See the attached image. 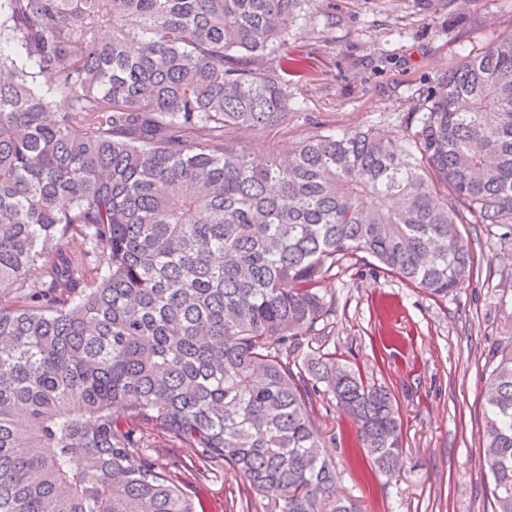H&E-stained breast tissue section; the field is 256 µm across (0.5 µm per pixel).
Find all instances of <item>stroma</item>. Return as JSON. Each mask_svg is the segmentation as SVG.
Instances as JSON below:
<instances>
[{
	"mask_svg": "<svg viewBox=\"0 0 512 512\" xmlns=\"http://www.w3.org/2000/svg\"><path fill=\"white\" fill-rule=\"evenodd\" d=\"M512 31V0H321L299 20L289 50L316 63L288 87L302 102L272 131L243 133L248 148L285 156L309 123L397 131L417 89L498 34ZM475 257L472 279L437 300L372 266L337 272L324 285L336 304L324 349L394 395L403 454L393 478L374 475L355 428L330 402L314 418L325 455L342 476L337 492L356 512H492L491 478L480 463L484 390L500 345L512 342V226L457 224ZM160 466L175 468L183 489L206 512H244L248 496L229 466L203 470L190 448L154 440Z\"/></svg>",
	"mask_w": 512,
	"mask_h": 512,
	"instance_id": "obj_1",
	"label": "stroma"
}]
</instances>
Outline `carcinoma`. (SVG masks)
I'll list each match as a JSON object with an SVG mask.
<instances>
[{
	"label": "carcinoma",
	"mask_w": 512,
	"mask_h": 512,
	"mask_svg": "<svg viewBox=\"0 0 512 512\" xmlns=\"http://www.w3.org/2000/svg\"><path fill=\"white\" fill-rule=\"evenodd\" d=\"M318 0H0V512H196L149 453L227 463L263 512H354L322 455L328 399L376 473L394 396L312 346L323 284L372 265L443 300L474 270L456 224H512V33L419 92L404 148L280 126ZM482 462L512 512V346L485 387Z\"/></svg>",
	"instance_id": "cac0c4a2"
}]
</instances>
